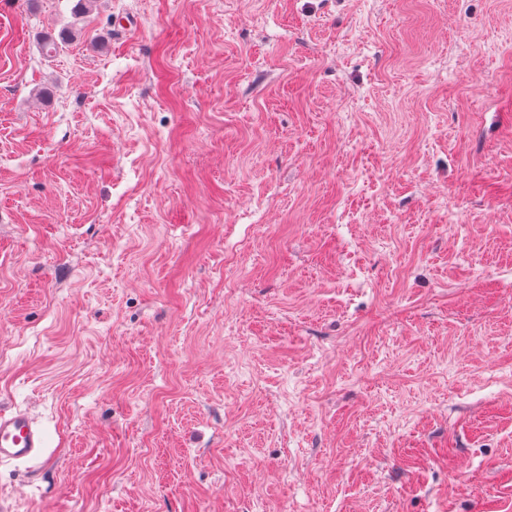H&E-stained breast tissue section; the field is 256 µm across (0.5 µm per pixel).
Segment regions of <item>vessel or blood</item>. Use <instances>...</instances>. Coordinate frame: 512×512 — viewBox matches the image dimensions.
I'll return each mask as SVG.
<instances>
[{
  "label": "vessel or blood",
  "instance_id": "1",
  "mask_svg": "<svg viewBox=\"0 0 512 512\" xmlns=\"http://www.w3.org/2000/svg\"><path fill=\"white\" fill-rule=\"evenodd\" d=\"M47 450L46 433L29 411L0 408V465L37 462Z\"/></svg>",
  "mask_w": 512,
  "mask_h": 512
}]
</instances>
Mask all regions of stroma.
Here are the masks:
<instances>
[{
  "label": "stroma",
  "mask_w": 512,
  "mask_h": 512,
  "mask_svg": "<svg viewBox=\"0 0 512 512\" xmlns=\"http://www.w3.org/2000/svg\"><path fill=\"white\" fill-rule=\"evenodd\" d=\"M1 406L0 512H512V0H0ZM44 428L21 408H0V465L38 462L48 450Z\"/></svg>",
  "instance_id": "35a3bbf8"
}]
</instances>
